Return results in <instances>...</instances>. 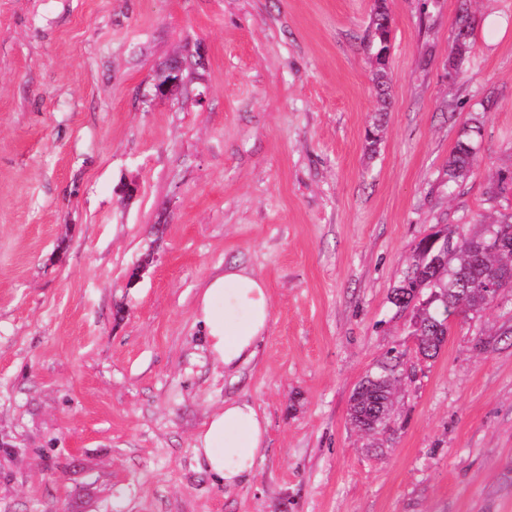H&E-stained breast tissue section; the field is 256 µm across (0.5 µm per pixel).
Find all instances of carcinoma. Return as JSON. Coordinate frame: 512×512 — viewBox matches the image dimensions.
I'll use <instances>...</instances> for the list:
<instances>
[{
  "label": "carcinoma",
  "instance_id": "cac0c4a2",
  "mask_svg": "<svg viewBox=\"0 0 512 512\" xmlns=\"http://www.w3.org/2000/svg\"><path fill=\"white\" fill-rule=\"evenodd\" d=\"M392 18L387 0H374L369 49L375 60V82L382 104H387V64ZM476 20L469 0H461L454 30L462 41L450 47L448 63L461 69L470 50ZM480 121L465 125L448 157V187L460 185L477 166ZM512 187V176L498 174L488 188L494 200ZM502 244L489 248V241ZM500 296L512 291V214H502L474 232L469 224H442L415 246L411 261L392 290L390 304L394 316L409 314L410 334L420 337L418 350L430 358L439 354L448 328L444 311L453 310L467 318L498 305L488 287ZM418 300L423 307L411 306ZM404 352L390 348L371 373L366 375L350 399L348 417L358 430L385 433L395 413L396 395L401 385Z\"/></svg>",
  "mask_w": 512,
  "mask_h": 512
}]
</instances>
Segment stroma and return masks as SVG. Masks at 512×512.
<instances>
[{
    "mask_svg": "<svg viewBox=\"0 0 512 512\" xmlns=\"http://www.w3.org/2000/svg\"><path fill=\"white\" fill-rule=\"evenodd\" d=\"M388 5L384 108L373 0H0V512H512V296L416 366L392 435L348 420L367 370L415 353L389 302L415 244L512 213L486 195L512 173V0H472L454 74L457 0ZM234 262L272 316L233 376L193 310ZM228 398L268 419L233 488L193 453ZM391 23L392 18L387 0H375L371 14L369 49L375 60V82L384 108L388 101L386 56L390 49ZM470 1L461 0L456 15L454 30L457 31L459 36H462V41L457 45H451L448 54V63L451 68L459 71L466 60V55L470 50L471 39L476 26V20L470 10ZM481 136L480 121L472 119L465 125L448 157V187L459 186L477 166L478 139Z\"/></svg>",
    "mask_w": 512,
    "mask_h": 512,
    "instance_id": "35a3bbf8",
    "label": "stroma"
}]
</instances>
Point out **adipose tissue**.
Returning a JSON list of instances; mask_svg holds the SVG:
<instances>
[{
  "instance_id": "ef3b65f1",
  "label": "adipose tissue",
  "mask_w": 512,
  "mask_h": 512,
  "mask_svg": "<svg viewBox=\"0 0 512 512\" xmlns=\"http://www.w3.org/2000/svg\"><path fill=\"white\" fill-rule=\"evenodd\" d=\"M194 317L212 361L235 372L257 354L271 322L269 289L252 270L235 264L212 274L197 296ZM268 422L246 400H228L211 412L193 451L210 478L233 487L251 477L265 457Z\"/></svg>"
}]
</instances>
